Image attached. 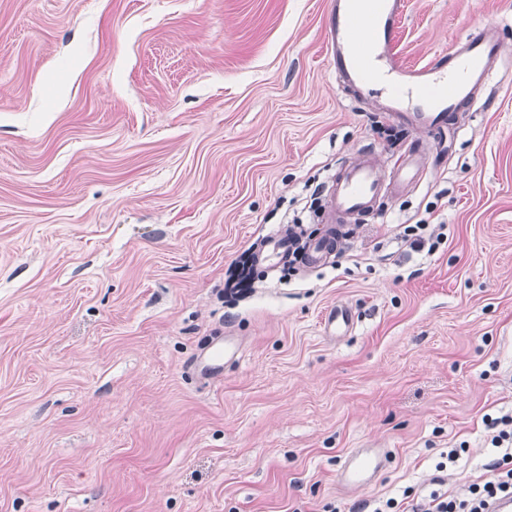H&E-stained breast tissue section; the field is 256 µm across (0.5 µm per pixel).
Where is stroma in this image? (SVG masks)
<instances>
[{"instance_id": "obj_1", "label": "stroma", "mask_w": 512, "mask_h": 512, "mask_svg": "<svg viewBox=\"0 0 512 512\" xmlns=\"http://www.w3.org/2000/svg\"><path fill=\"white\" fill-rule=\"evenodd\" d=\"M330 0H0V512H363L460 448L465 493L512 413V0H407L425 65L501 21L488 106L451 153L331 70ZM435 156L326 264L225 292L362 149ZM444 238L412 251L404 226ZM353 308L332 338L323 318ZM242 356L188 364L220 331ZM355 448L387 458L367 486ZM382 465L380 453L373 448H355L347 455L338 478L347 488L371 483Z\"/></svg>"}]
</instances>
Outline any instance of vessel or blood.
I'll use <instances>...</instances> for the list:
<instances>
[{
    "mask_svg": "<svg viewBox=\"0 0 512 512\" xmlns=\"http://www.w3.org/2000/svg\"><path fill=\"white\" fill-rule=\"evenodd\" d=\"M406 0H331L327 25L330 64L337 77L352 87L358 99L371 98L374 84L388 93L379 100L381 111L397 117L438 142L456 137L460 112L488 102L494 66L500 58L498 23L475 36L455 41L448 54L421 66L404 64L395 52ZM427 170L420 143H412L390 169H383L370 150L342 163L326 190V221L330 224L376 218L384 198L414 188ZM336 247L334 234L312 241L310 265L325 262ZM352 325L348 307L336 306L325 318L328 335L346 333ZM241 344L232 333L213 337L189 365L198 378L222 377L226 364L239 361ZM382 465L380 453L356 448L347 455L338 478L347 488L371 483Z\"/></svg>",
    "mask_w": 512,
    "mask_h": 512,
    "instance_id": "b4317fda",
    "label": "vessel or blood"
}]
</instances>
